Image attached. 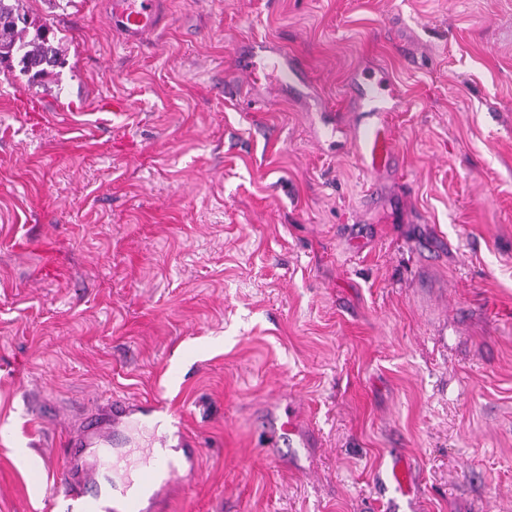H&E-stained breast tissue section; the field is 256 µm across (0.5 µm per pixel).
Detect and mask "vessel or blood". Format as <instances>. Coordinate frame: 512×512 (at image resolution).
Returning a JSON list of instances; mask_svg holds the SVG:
<instances>
[{"mask_svg": "<svg viewBox=\"0 0 512 512\" xmlns=\"http://www.w3.org/2000/svg\"><path fill=\"white\" fill-rule=\"evenodd\" d=\"M161 0H112L110 20L113 28L127 42L138 43L159 26ZM249 77L264 75L280 85L304 78L301 61L287 51L274 52L265 72H258L252 62H244ZM374 108L369 116H356L353 124V148L364 168L384 167L394 152L392 127L383 112L381 88L370 95ZM139 407L127 399L113 397L107 413L90 414L75 426L73 436L63 443L65 464L58 481V492L71 503L73 512H163L166 492L182 467H195L198 444L181 437L182 461L160 454L142 458L134 476L111 480L100 455L126 439L129 427L139 414ZM269 448L287 443L299 448L309 442L301 435L293 414L268 427Z\"/></svg>", "mask_w": 512, "mask_h": 512, "instance_id": "1", "label": "vessel or blood"}]
</instances>
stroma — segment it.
<instances>
[{
    "instance_id": "35a3bbf8",
    "label": "stroma",
    "mask_w": 512,
    "mask_h": 512,
    "mask_svg": "<svg viewBox=\"0 0 512 512\" xmlns=\"http://www.w3.org/2000/svg\"><path fill=\"white\" fill-rule=\"evenodd\" d=\"M23 2L67 64L0 66V512H63L114 395L200 444L168 512H512V0H165L143 44ZM261 44L308 84L253 88ZM382 75L367 174L344 114ZM272 405L318 446L268 455ZM383 90L382 83L376 82L370 95V100L376 102V106L369 112L368 119L362 116L358 107L353 124V148L366 169L384 167L395 148L392 127L382 113L387 112L382 102Z\"/></svg>"
}]
</instances>
